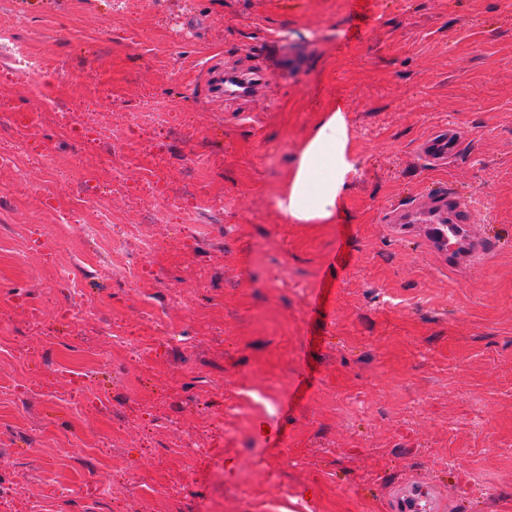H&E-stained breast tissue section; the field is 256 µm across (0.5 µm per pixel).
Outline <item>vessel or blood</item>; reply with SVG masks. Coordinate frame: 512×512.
Segmentation results:
<instances>
[{
  "label": "vessel or blood",
  "instance_id": "vessel-or-blood-1",
  "mask_svg": "<svg viewBox=\"0 0 512 512\" xmlns=\"http://www.w3.org/2000/svg\"><path fill=\"white\" fill-rule=\"evenodd\" d=\"M460 145L461 135L456 129H443L430 135L421 144L419 153L424 160L439 163L454 156ZM390 221L427 225L430 248L446 255L449 264L455 266L476 263L483 250L471 232L468 200L452 190H427L423 202L393 211ZM391 503L394 512H439L441 508L431 486L412 481L395 490Z\"/></svg>",
  "mask_w": 512,
  "mask_h": 512
}]
</instances>
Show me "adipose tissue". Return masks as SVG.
<instances>
[{"label": "adipose tissue", "instance_id": "adipose-tissue-1", "mask_svg": "<svg viewBox=\"0 0 512 512\" xmlns=\"http://www.w3.org/2000/svg\"><path fill=\"white\" fill-rule=\"evenodd\" d=\"M349 142L342 111L330 112L304 145L277 199L287 219L297 224L331 221L344 188L357 173Z\"/></svg>", "mask_w": 512, "mask_h": 512}]
</instances>
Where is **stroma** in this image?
<instances>
[{
	"instance_id": "obj_1",
	"label": "stroma",
	"mask_w": 512,
	"mask_h": 512,
	"mask_svg": "<svg viewBox=\"0 0 512 512\" xmlns=\"http://www.w3.org/2000/svg\"><path fill=\"white\" fill-rule=\"evenodd\" d=\"M76 121L141 126L95 234L163 242L142 284L110 260L74 265L99 304L72 323L53 268L89 249L84 222L58 223L77 173L102 155L14 112L49 105L0 54V512H387L415 477L451 512H512V0H0ZM269 89L219 103L211 64L254 63ZM357 174L327 224L277 207L293 160L334 108ZM466 138L446 168L417 142ZM204 157L200 189L224 220L147 223L165 210L148 161ZM68 171L48 181L56 157ZM471 200L485 265L443 270L422 236L385 223L427 184ZM26 232L16 257L11 243ZM183 344L153 334L154 315ZM126 338L113 343L111 331ZM52 343H44V336ZM109 396V405L98 402Z\"/></svg>"
}]
</instances>
